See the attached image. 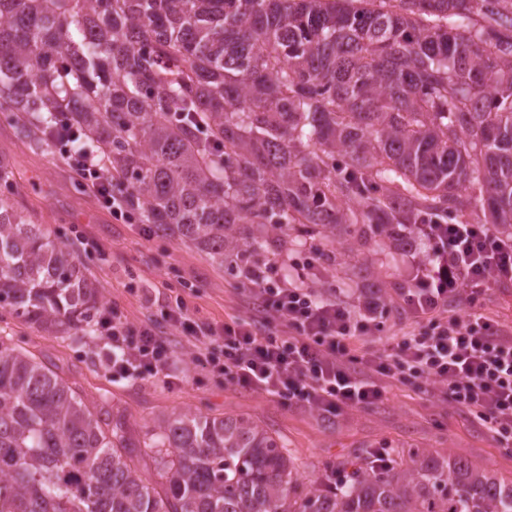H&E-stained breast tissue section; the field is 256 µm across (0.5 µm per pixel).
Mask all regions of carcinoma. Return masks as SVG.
Listing matches in <instances>:
<instances>
[{
    "instance_id": "carcinoma-1",
    "label": "carcinoma",
    "mask_w": 512,
    "mask_h": 512,
    "mask_svg": "<svg viewBox=\"0 0 512 512\" xmlns=\"http://www.w3.org/2000/svg\"><path fill=\"white\" fill-rule=\"evenodd\" d=\"M4 111L41 151L70 113L129 213L240 278L296 224L330 271L338 227L384 253L479 200L512 233V0H0ZM95 297L0 194V304L82 341ZM133 447L0 336V512H512V483L424 451L304 491L244 415L162 420L158 487Z\"/></svg>"
}]
</instances>
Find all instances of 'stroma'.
Returning a JSON list of instances; mask_svg holds the SVG:
<instances>
[{
  "label": "stroma",
  "instance_id": "35a3bbf8",
  "mask_svg": "<svg viewBox=\"0 0 512 512\" xmlns=\"http://www.w3.org/2000/svg\"><path fill=\"white\" fill-rule=\"evenodd\" d=\"M0 155L11 163L8 189L23 215L44 225L54 241L72 251L88 271L98 304L118 303L129 321L144 320L147 310L135 289L144 283L180 288L194 284L188 299L198 317L223 323L246 307L237 292L239 280L226 267L177 238H144L136 224L115 221L92 188L74 177L56 152L30 149L17 135L13 119L0 116ZM98 240L110 252L109 262L85 253L80 236ZM337 272L325 288L357 304V286L365 267L381 259L344 243L336 252ZM0 336L32 353L38 362L63 377L88 404L122 419L132 440L143 439L163 417L192 411L209 417L243 414L278 435L288 446L300 483L317 481L326 464L367 457L388 446L394 452L413 449L459 457L485 467L499 479L512 480V450L498 446L488 429L467 412L437 404L430 396L395 387L388 402L334 418L289 407L270 397L225 384L223 378L195 367L181 342H174L170 368L176 382L159 379L115 381L101 363L98 342L82 344L49 332L0 308Z\"/></svg>",
  "mask_w": 512,
  "mask_h": 512
}]
</instances>
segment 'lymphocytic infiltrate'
Listing matches in <instances>:
<instances>
[{"label":"lymphocytic infiltrate","instance_id":"f902f5d3","mask_svg":"<svg viewBox=\"0 0 512 512\" xmlns=\"http://www.w3.org/2000/svg\"><path fill=\"white\" fill-rule=\"evenodd\" d=\"M54 142L113 219L132 223L68 118L57 123ZM401 254L409 262L398 291L406 323L385 340L379 337L385 293L368 287L352 306L321 292L313 281L323 267L312 257L294 276L282 274L284 256L250 269L239 288L248 314L221 324L196 317L183 296L158 288L140 294L187 342L198 367L237 387L336 418L386 401L392 387L409 386L467 410L500 447H511L512 328L482 309L490 289L512 283V234L493 224L437 221L418 225ZM94 329L109 347L103 365L113 379L159 377L171 384L173 352L153 323L133 324L115 304L97 310Z\"/></svg>","mask_w":512,"mask_h":512}]
</instances>
